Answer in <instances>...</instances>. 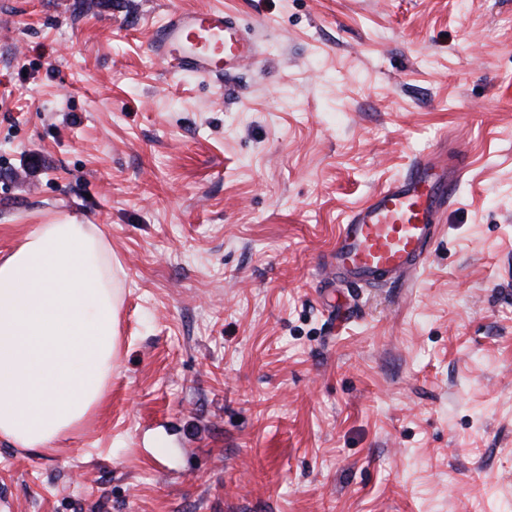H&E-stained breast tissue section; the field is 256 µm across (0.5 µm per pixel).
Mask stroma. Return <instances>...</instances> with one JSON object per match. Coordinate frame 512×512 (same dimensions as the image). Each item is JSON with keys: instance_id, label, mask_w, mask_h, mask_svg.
Masks as SVG:
<instances>
[{"instance_id": "35a3bbf8", "label": "stroma", "mask_w": 512, "mask_h": 512, "mask_svg": "<svg viewBox=\"0 0 512 512\" xmlns=\"http://www.w3.org/2000/svg\"><path fill=\"white\" fill-rule=\"evenodd\" d=\"M258 57L168 70L172 8ZM0 251L74 214L121 268L104 403L0 440V512H505L512 0H0ZM468 174L414 283L324 272L419 158Z\"/></svg>"}]
</instances>
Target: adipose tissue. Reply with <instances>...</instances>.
I'll return each mask as SVG.
<instances>
[{"instance_id": "1", "label": "adipose tissue", "mask_w": 512, "mask_h": 512, "mask_svg": "<svg viewBox=\"0 0 512 512\" xmlns=\"http://www.w3.org/2000/svg\"><path fill=\"white\" fill-rule=\"evenodd\" d=\"M112 249L99 225L39 224L0 252V438L49 450L105 395L118 342Z\"/></svg>"}]
</instances>
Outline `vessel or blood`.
<instances>
[{
    "label": "vessel or blood",
    "instance_id": "b4317fda",
    "mask_svg": "<svg viewBox=\"0 0 512 512\" xmlns=\"http://www.w3.org/2000/svg\"><path fill=\"white\" fill-rule=\"evenodd\" d=\"M149 49L168 67L196 74L234 68L256 55L252 33L215 10H170L151 31ZM465 173L462 166L449 175L429 160L415 162L340 225L326 269L359 287L413 281L437 239L436 216Z\"/></svg>",
    "mask_w": 512,
    "mask_h": 512
}]
</instances>
